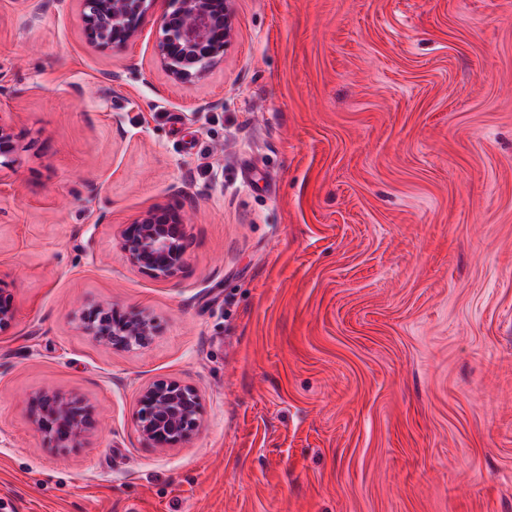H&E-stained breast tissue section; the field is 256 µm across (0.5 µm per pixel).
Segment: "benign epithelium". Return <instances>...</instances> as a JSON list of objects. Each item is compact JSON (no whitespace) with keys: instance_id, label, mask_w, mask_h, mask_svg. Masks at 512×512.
I'll list each match as a JSON object with an SVG mask.
<instances>
[{"instance_id":"obj_1","label":"benign epithelium","mask_w":512,"mask_h":512,"mask_svg":"<svg viewBox=\"0 0 512 512\" xmlns=\"http://www.w3.org/2000/svg\"><path fill=\"white\" fill-rule=\"evenodd\" d=\"M156 0H81L86 40L100 49L125 44ZM160 17L161 34L155 53L172 81L187 83L202 77L224 51L231 30L226 0H166ZM20 150L11 120L0 113V170L16 162ZM187 224L169 210L145 211L120 235L128 265L160 282L175 279L186 259ZM17 315L11 288L0 280V332L10 329ZM76 319L97 342L113 349L134 350L151 343L156 326L144 311L127 312L115 304L82 308ZM29 414L57 448H80L96 424L93 406L57 391H40L29 398ZM202 402L197 390L172 379H158L142 388L134 414L140 437L152 448H174L199 428Z\"/></svg>"}]
</instances>
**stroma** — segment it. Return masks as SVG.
Wrapping results in <instances>:
<instances>
[{"instance_id":"1","label":"stroma","mask_w":512,"mask_h":512,"mask_svg":"<svg viewBox=\"0 0 512 512\" xmlns=\"http://www.w3.org/2000/svg\"><path fill=\"white\" fill-rule=\"evenodd\" d=\"M172 83L160 8L100 50L79 0H0V512H512V0H228ZM187 222L179 276L120 232ZM150 314L127 352L74 318ZM198 431L139 437L140 389ZM41 390L96 411L55 448ZM19 150L20 143L11 120L0 113V171L10 168L16 162ZM186 228L178 213L147 210L121 232L120 249L133 269L156 281H171L185 263ZM17 315L11 288L0 279V332L10 329ZM202 410L201 398L192 385L158 379L140 391L134 421L150 447L174 448L198 430Z\"/></svg>"}]
</instances>
